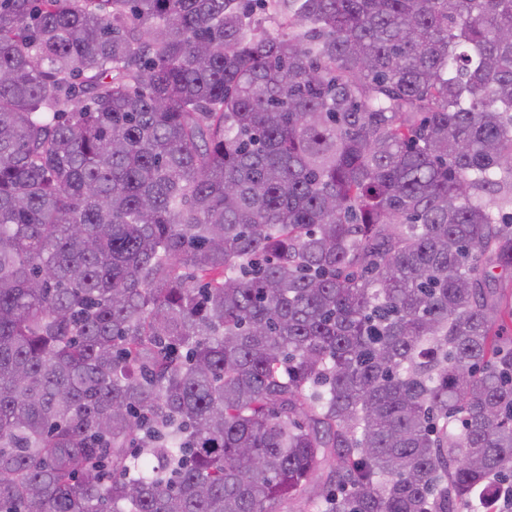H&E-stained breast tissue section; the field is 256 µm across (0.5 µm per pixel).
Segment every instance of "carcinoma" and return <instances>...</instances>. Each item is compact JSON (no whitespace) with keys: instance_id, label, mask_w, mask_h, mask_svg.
<instances>
[{"instance_id":"obj_1","label":"carcinoma","mask_w":512,"mask_h":512,"mask_svg":"<svg viewBox=\"0 0 512 512\" xmlns=\"http://www.w3.org/2000/svg\"><path fill=\"white\" fill-rule=\"evenodd\" d=\"M512 0H0V512H505Z\"/></svg>"}]
</instances>
